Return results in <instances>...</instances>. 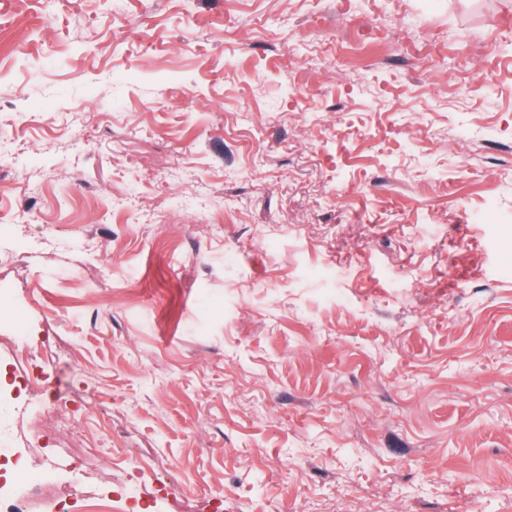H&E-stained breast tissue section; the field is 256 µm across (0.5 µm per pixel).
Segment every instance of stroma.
Segmentation results:
<instances>
[{"label":"stroma","mask_w":512,"mask_h":512,"mask_svg":"<svg viewBox=\"0 0 512 512\" xmlns=\"http://www.w3.org/2000/svg\"><path fill=\"white\" fill-rule=\"evenodd\" d=\"M0 290L144 512H512V0H0Z\"/></svg>","instance_id":"35a3bbf8"}]
</instances>
